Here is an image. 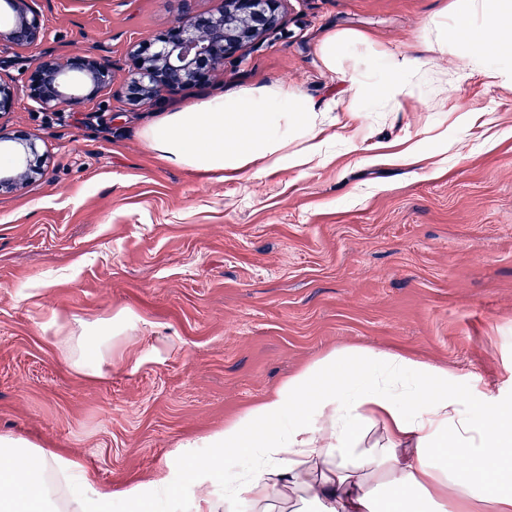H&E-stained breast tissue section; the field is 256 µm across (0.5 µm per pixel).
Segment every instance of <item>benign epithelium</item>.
<instances>
[{
    "label": "benign epithelium",
    "mask_w": 512,
    "mask_h": 512,
    "mask_svg": "<svg viewBox=\"0 0 512 512\" xmlns=\"http://www.w3.org/2000/svg\"><path fill=\"white\" fill-rule=\"evenodd\" d=\"M12 13V22L0 29V45L29 47L44 38L34 0H0ZM282 0H224L214 15L190 11L178 17L164 34L133 50V66L119 93L133 105L177 94L206 83L244 46L273 33L279 26ZM28 97L49 112L74 110L100 91L112 90V66L97 57L74 54L62 61L44 54L27 76ZM12 86L0 79V117L14 108ZM35 142L25 132L0 128V195L18 191L27 179Z\"/></svg>",
    "instance_id": "7a95c632"
}]
</instances>
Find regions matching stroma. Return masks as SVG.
Instances as JSON below:
<instances>
[{"instance_id": "obj_1", "label": "stroma", "mask_w": 512, "mask_h": 512, "mask_svg": "<svg viewBox=\"0 0 512 512\" xmlns=\"http://www.w3.org/2000/svg\"><path fill=\"white\" fill-rule=\"evenodd\" d=\"M447 0H283L278 30L209 84L133 108L101 93L46 112L25 71L47 51L92 52L115 83L130 50L222 0H37L39 45L0 52L42 168L0 197V432L56 448L119 488L180 440L221 428L334 350L370 347L466 376L512 401V90L460 80L369 120L356 150L246 178L163 165L142 129L193 101L285 84L318 104L330 31L415 56ZM100 379L55 339L119 310Z\"/></svg>"}]
</instances>
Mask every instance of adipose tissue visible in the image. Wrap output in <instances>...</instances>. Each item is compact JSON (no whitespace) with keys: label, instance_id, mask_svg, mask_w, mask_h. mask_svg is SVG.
<instances>
[{"label":"adipose tissue","instance_id":"obj_1","mask_svg":"<svg viewBox=\"0 0 512 512\" xmlns=\"http://www.w3.org/2000/svg\"><path fill=\"white\" fill-rule=\"evenodd\" d=\"M415 57L352 30L318 44L323 68L348 86L342 115L281 84L244 87L170 112L142 138L165 165L244 176L253 170L307 171L326 159L327 128L349 149L365 140L372 112H395L428 89L482 78L512 89V0H449L421 25ZM456 57L458 70H436ZM119 311L96 329L59 337L78 373L103 377L112 339L130 328ZM463 376L397 353L332 351L288 377L271 395L223 428L178 443L149 479L115 490L85 465L12 435H0V512H153L160 499L186 498L190 512H269L274 495L292 493L304 512H458L491 502L512 512V403L464 399ZM383 438L370 442L373 428ZM246 465L225 468L228 455ZM181 470L186 483L173 485ZM382 474L370 486L374 474ZM224 485L216 504L210 488Z\"/></svg>","mask_w":512,"mask_h":512}]
</instances>
